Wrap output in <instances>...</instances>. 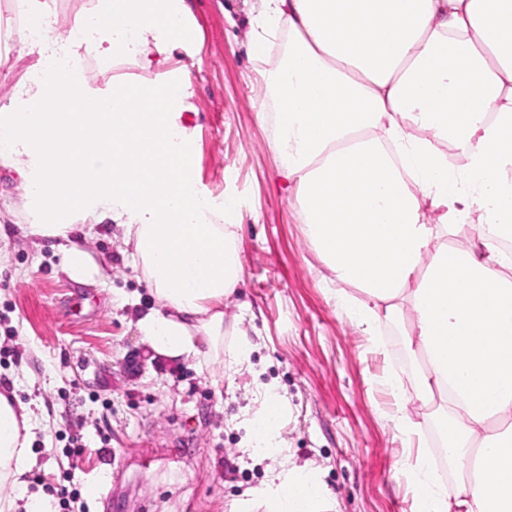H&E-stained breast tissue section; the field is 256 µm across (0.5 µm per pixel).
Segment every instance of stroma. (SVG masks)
<instances>
[{
    "label": "stroma",
    "mask_w": 512,
    "mask_h": 512,
    "mask_svg": "<svg viewBox=\"0 0 512 512\" xmlns=\"http://www.w3.org/2000/svg\"><path fill=\"white\" fill-rule=\"evenodd\" d=\"M196 33L183 58L202 62L189 89L200 186L242 216V281L224 304V348L246 329L254 351L232 381L213 367L153 353L136 326L148 302L141 268L119 251L120 229H100L90 248L111 260L108 286L78 282L50 241L33 246L21 229L0 252V392L19 384L37 400L42 429L25 496L77 489L73 512H230L269 489L271 458L252 455L248 419L266 391L285 402L282 457L320 469L334 512H415L397 473L409 449L388 417L382 385L414 376L392 325L372 348L336 305L332 273L311 243L293 192L277 174L267 87L247 52L254 0H185Z\"/></svg>",
    "instance_id": "1"
}]
</instances>
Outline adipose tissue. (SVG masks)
<instances>
[{
	"label": "adipose tissue",
	"instance_id": "1",
	"mask_svg": "<svg viewBox=\"0 0 512 512\" xmlns=\"http://www.w3.org/2000/svg\"><path fill=\"white\" fill-rule=\"evenodd\" d=\"M14 43L34 56L0 103V168L33 200L74 280L107 285L112 266L87 248L95 229L123 231L153 304L137 319L148 348L171 360L248 364L253 344L224 351V303L242 279L233 202L203 205L183 115L198 61L176 51L189 30L164 0H94L70 17L19 0ZM288 52L260 77L272 91L271 149L309 238L340 287L338 307L384 346L403 323L422 373L391 416L407 443L432 428L465 477L455 493L423 454L399 471L418 512H512V0H259L248 53L275 36ZM118 54L131 74L92 83L80 55ZM449 142L466 159L448 166ZM479 212L478 224L462 216ZM428 410L419 420L410 408ZM283 405L268 393L253 447L272 446ZM31 403L0 393V512H15L33 466ZM264 512H323L313 470L277 472Z\"/></svg>",
	"mask_w": 512,
	"mask_h": 512
}]
</instances>
